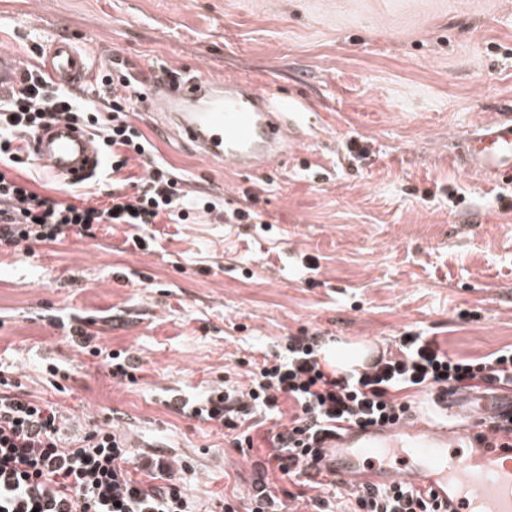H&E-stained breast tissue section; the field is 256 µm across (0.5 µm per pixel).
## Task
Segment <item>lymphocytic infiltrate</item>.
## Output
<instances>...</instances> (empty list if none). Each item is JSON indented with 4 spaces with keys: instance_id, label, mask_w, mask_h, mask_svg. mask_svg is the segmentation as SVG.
Wrapping results in <instances>:
<instances>
[{
    "instance_id": "obj_1",
    "label": "lymphocytic infiltrate",
    "mask_w": 512,
    "mask_h": 512,
    "mask_svg": "<svg viewBox=\"0 0 512 512\" xmlns=\"http://www.w3.org/2000/svg\"><path fill=\"white\" fill-rule=\"evenodd\" d=\"M94 80L93 100L56 87L43 72L0 93V246L31 254L71 236L94 237L102 224H125L126 245L145 251L153 224H184L201 215L225 224L262 223L256 194L245 192L242 207L227 210L223 199L190 194L174 170L154 158L130 118L143 101V83L121 61L98 69ZM59 120L96 129L113 174L107 203L74 190L48 196L21 179L33 157L16 147L17 134L29 136ZM134 156L144 159V176L125 175ZM248 378L246 389L219 386L178 409L220 428L242 453L264 447L251 491L217 499L221 512H288L291 500L310 512H441L409 484L351 489L335 500L341 481L323 459L336 438L410 418L403 391L511 395L512 346L460 358L436 337L413 330L397 336L393 351L372 365L344 372L324 356L317 334L301 330L287 336L273 358L251 363ZM260 411L274 416L272 426L255 423ZM61 424L57 403L30 394L11 367L0 364V512H197L183 481L187 461L159 448L134 449L106 423L66 440ZM281 479L289 489L278 490Z\"/></svg>"
}]
</instances>
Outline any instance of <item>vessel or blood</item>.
<instances>
[{"label": "vessel or blood", "mask_w": 512, "mask_h": 512, "mask_svg": "<svg viewBox=\"0 0 512 512\" xmlns=\"http://www.w3.org/2000/svg\"><path fill=\"white\" fill-rule=\"evenodd\" d=\"M41 58L59 88H78L88 77V59L68 38H51ZM25 74L22 59L1 49L0 90L19 85ZM143 94L165 114L177 138L207 160L256 175L288 158L295 101L274 98L248 82L204 74L158 81ZM478 140L469 157L473 166L484 172L512 170V121L494 119ZM31 151L65 185L83 181L103 165L92 135L65 121L39 128ZM448 410L460 417L459 425L403 422L357 430L337 439L324 464L357 488L412 484L448 512H512V450L497 447L493 435L477 438L464 423L468 410L456 396H449Z\"/></svg>", "instance_id": "1"}]
</instances>
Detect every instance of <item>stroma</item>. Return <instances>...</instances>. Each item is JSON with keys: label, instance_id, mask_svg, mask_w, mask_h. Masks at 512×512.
Returning a JSON list of instances; mask_svg holds the SVG:
<instances>
[{"label": "stroma", "instance_id": "obj_1", "mask_svg": "<svg viewBox=\"0 0 512 512\" xmlns=\"http://www.w3.org/2000/svg\"><path fill=\"white\" fill-rule=\"evenodd\" d=\"M55 35L95 69H201L294 97L303 137L251 176L136 112L186 190L230 209L251 190L265 222L162 224L146 252L125 247L123 224L32 256L0 250V359L30 394L85 426L111 419L137 446L165 442L204 502L251 490L253 461L167 407L169 393L247 384L244 360L301 329L342 360L357 341L393 349L408 327L459 357L512 346V176L462 166L512 104V0H0V49L36 66ZM78 319L139 358L137 384L55 326ZM55 361L70 366L60 393L44 371Z\"/></svg>", "mask_w": 512, "mask_h": 512}]
</instances>
